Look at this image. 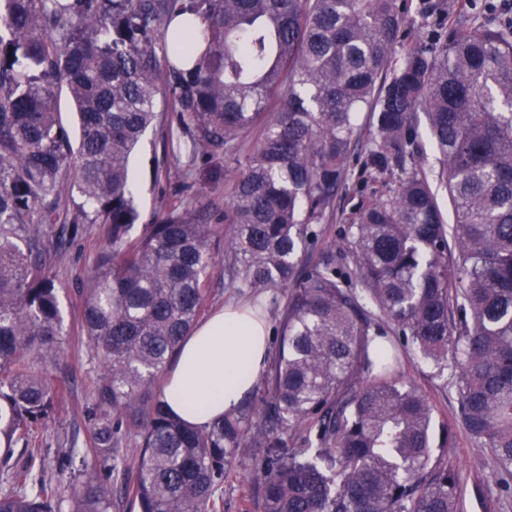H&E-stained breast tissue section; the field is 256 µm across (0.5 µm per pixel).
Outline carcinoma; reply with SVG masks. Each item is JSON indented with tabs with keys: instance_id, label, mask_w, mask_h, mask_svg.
I'll return each instance as SVG.
<instances>
[{
	"instance_id": "obj_1",
	"label": "carcinoma",
	"mask_w": 512,
	"mask_h": 512,
	"mask_svg": "<svg viewBox=\"0 0 512 512\" xmlns=\"http://www.w3.org/2000/svg\"><path fill=\"white\" fill-rule=\"evenodd\" d=\"M159 98L191 159L230 162L231 284L287 298L261 405L205 428L171 416L159 382L206 305L212 225L174 209L128 237L131 155ZM361 112L374 131L359 151ZM353 158L380 188L340 212ZM66 201L72 223L108 225L79 318L101 362L88 453H118L123 427L138 439L136 481L120 486L137 512H221L216 492L247 462L262 512H459L434 406L395 373L407 349L436 376L452 369L459 421L489 449L498 496L512 497L508 5L422 0L412 17L408 0H0V512L60 509L43 478L9 463L18 448L34 456L65 353L59 288L31 225L60 223ZM338 218L336 252L305 263L318 226ZM69 512H112L111 476L77 481Z\"/></svg>"
}]
</instances>
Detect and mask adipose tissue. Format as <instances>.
Here are the masks:
<instances>
[{
  "mask_svg": "<svg viewBox=\"0 0 512 512\" xmlns=\"http://www.w3.org/2000/svg\"><path fill=\"white\" fill-rule=\"evenodd\" d=\"M271 338L251 302L225 305L199 323L163 379L171 414L204 426L236 408L264 372Z\"/></svg>",
  "mask_w": 512,
  "mask_h": 512,
  "instance_id": "1",
  "label": "adipose tissue"
}]
</instances>
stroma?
Returning a JSON list of instances; mask_svg holds the SVG:
<instances>
[{
    "label": "stroma",
    "mask_w": 512,
    "mask_h": 512,
    "mask_svg": "<svg viewBox=\"0 0 512 512\" xmlns=\"http://www.w3.org/2000/svg\"><path fill=\"white\" fill-rule=\"evenodd\" d=\"M176 125L170 113L160 112L157 121L141 138L132 158L136 184L135 204L140 219L130 231L138 237L144 225L163 214L172 205L199 212L214 228L215 269L210 280L206 311L222 307L230 299L248 298V291L231 287L224 273V243L233 234L224 222V206L228 200L224 179V157L215 155L207 161L188 165L184 151L172 141L169 131ZM42 259L62 287V308L68 335L67 353L55 371L58 382L67 384L63 397L55 399L48 414L34 427L33 457L15 455L16 467L32 464L34 472L43 473L56 489L60 500H67L69 486L74 483L72 471L60 470L57 459L64 451L75 458H86L90 436L85 410L93 401V382L97 362L80 334L78 315L79 290L83 288L98 251L107 241L103 224H64L62 231H44ZM398 373L403 382L424 392L435 407L433 438L441 446L443 456L461 477V512H512V500L499 498L491 478L486 449L480 448L455 421L458 394L452 375L434 378L429 367L413 352L403 353ZM139 450L132 440H123L116 457L88 460L89 471L111 473L113 485L134 480Z\"/></svg>",
    "instance_id": "1"
}]
</instances>
